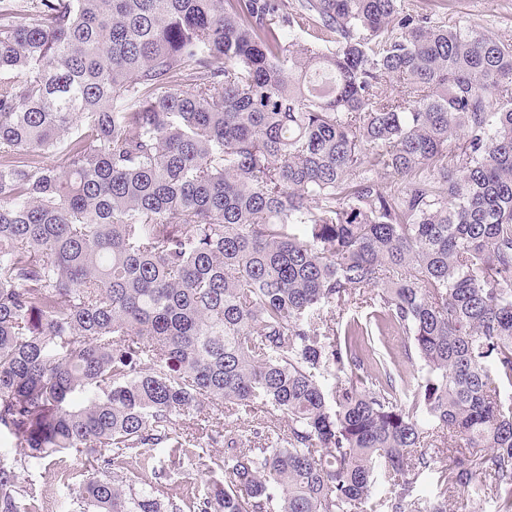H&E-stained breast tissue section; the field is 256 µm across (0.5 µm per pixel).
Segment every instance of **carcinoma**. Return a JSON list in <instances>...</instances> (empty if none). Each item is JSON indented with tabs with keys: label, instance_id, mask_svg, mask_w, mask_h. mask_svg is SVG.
Masks as SVG:
<instances>
[{
	"label": "carcinoma",
	"instance_id": "obj_1",
	"mask_svg": "<svg viewBox=\"0 0 512 512\" xmlns=\"http://www.w3.org/2000/svg\"><path fill=\"white\" fill-rule=\"evenodd\" d=\"M507 389L511 40L407 0L0 4V512L65 451L72 512H183L110 470L216 447L192 512H512ZM378 344L381 347H384L389 352H391L397 359L400 361L402 365V369L407 371V374L411 371L412 373L415 371V374L419 368L418 360L413 361V364L407 362V360L403 357V344L404 338L403 336H398L395 333H389L385 336H377ZM413 365V366H412Z\"/></svg>",
	"mask_w": 512,
	"mask_h": 512
}]
</instances>
